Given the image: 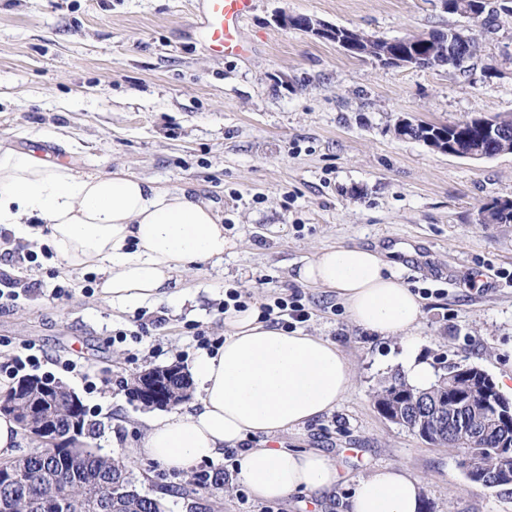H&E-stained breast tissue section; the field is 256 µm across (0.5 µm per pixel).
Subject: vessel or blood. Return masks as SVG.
<instances>
[{
    "mask_svg": "<svg viewBox=\"0 0 512 512\" xmlns=\"http://www.w3.org/2000/svg\"><path fill=\"white\" fill-rule=\"evenodd\" d=\"M204 16L203 30L210 48L228 57L247 52L241 24L253 10L254 0H201Z\"/></svg>",
    "mask_w": 512,
    "mask_h": 512,
    "instance_id": "vessel-or-blood-1",
    "label": "vessel or blood"
}]
</instances>
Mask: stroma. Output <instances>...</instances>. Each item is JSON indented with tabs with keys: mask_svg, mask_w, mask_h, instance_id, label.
<instances>
[{
	"mask_svg": "<svg viewBox=\"0 0 512 512\" xmlns=\"http://www.w3.org/2000/svg\"><path fill=\"white\" fill-rule=\"evenodd\" d=\"M490 2L492 32L444 0H255L242 27L247 53L222 57L203 36L199 0H0V140L195 192L236 243L177 295L125 310L101 300L94 272L62 277L43 255L16 265L31 289L0 308V365L21 344L40 346L33 373L80 398L84 442L127 462L141 492H165L169 512H190L178 492L189 473L137 451L159 410L130 395L132 382L159 367L189 370L201 350L195 326L222 344L227 289L263 303L296 294L311 312L302 330L342 349L353 385L331 414L274 445L324 452L340 481L329 496L261 501L230 461L205 459L197 469L225 480L211 512H340L359 480L385 466L422 481L421 512H512V493L472 484L455 449L375 406L409 354L434 370L470 364L512 376V223L481 221L494 200H512V152L451 157L395 132L402 116L436 125L512 117V0ZM283 13L385 40L463 28L479 49L464 71L387 66L280 25ZM339 244L393 251L395 274L421 298L414 346L354 325L335 294L296 281L303 259ZM58 284L69 291L59 300L50 296Z\"/></svg>",
	"mask_w": 512,
	"mask_h": 512,
	"instance_id": "35a3bbf8",
	"label": "stroma"
}]
</instances>
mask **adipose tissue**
I'll return each mask as SVG.
<instances>
[{"label": "adipose tissue", "mask_w": 512, "mask_h": 512, "mask_svg": "<svg viewBox=\"0 0 512 512\" xmlns=\"http://www.w3.org/2000/svg\"><path fill=\"white\" fill-rule=\"evenodd\" d=\"M0 224L47 244L62 275L91 270L100 296L116 308L171 295L203 263H222L231 246L212 202L116 170L87 173L0 142ZM296 279L335 291L349 319L384 337L412 339L420 297L391 272L383 254L355 245L317 249ZM191 373L193 411L155 418L141 442L147 458L185 470L238 448V476L259 500L297 491L324 493L336 468L321 453L242 448L336 409L353 375L336 344L262 320L259 306L224 314V344L200 352ZM422 484L406 469L382 467L361 479L346 512H419Z\"/></svg>", "instance_id": "1"}]
</instances>
